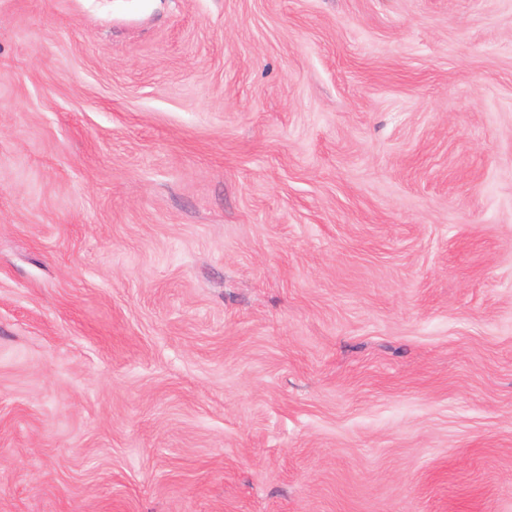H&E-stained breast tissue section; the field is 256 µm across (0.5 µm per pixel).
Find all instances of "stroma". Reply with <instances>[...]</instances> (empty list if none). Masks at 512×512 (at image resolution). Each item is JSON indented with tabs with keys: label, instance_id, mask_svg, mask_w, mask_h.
I'll return each mask as SVG.
<instances>
[{
	"label": "stroma",
	"instance_id": "1",
	"mask_svg": "<svg viewBox=\"0 0 512 512\" xmlns=\"http://www.w3.org/2000/svg\"><path fill=\"white\" fill-rule=\"evenodd\" d=\"M0 512H512V0H0Z\"/></svg>",
	"mask_w": 512,
	"mask_h": 512
}]
</instances>
